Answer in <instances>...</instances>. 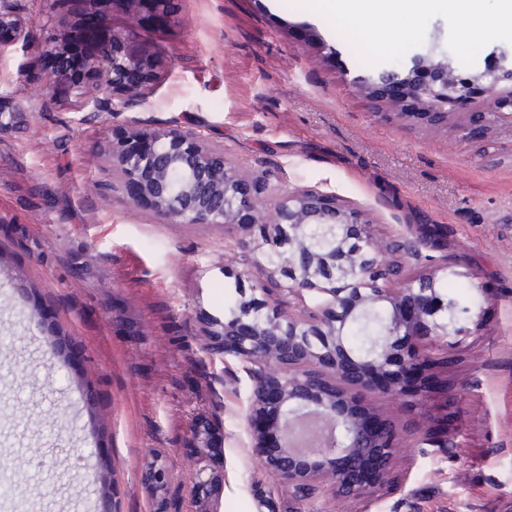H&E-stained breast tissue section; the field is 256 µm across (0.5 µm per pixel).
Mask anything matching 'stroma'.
I'll return each instance as SVG.
<instances>
[{"label":"stroma","instance_id":"obj_1","mask_svg":"<svg viewBox=\"0 0 512 512\" xmlns=\"http://www.w3.org/2000/svg\"><path fill=\"white\" fill-rule=\"evenodd\" d=\"M28 37L0 56V103L28 126L0 135V464L16 512H512V115L474 95L431 121L376 83L416 57L473 79L512 59V15L481 0L490 38L462 45L451 0L417 29L352 11L315 20L319 0H166L161 13L101 0L164 60L146 100L82 112L44 87L43 50L82 24L89 0H17ZM494 119L464 140L472 113ZM177 122L223 146L273 208L307 188L361 211L385 261L421 237L402 280L446 261L452 291L487 302L471 335L427 369L417 405L364 403L417 447L396 452L371 498L318 480L279 483L247 425L253 382L213 337L224 300L256 285L249 224H163L127 195L107 147ZM216 481L194 495L190 450L207 430ZM97 468L86 482L83 459Z\"/></svg>","mask_w":512,"mask_h":512}]
</instances>
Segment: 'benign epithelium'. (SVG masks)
Instances as JSON below:
<instances>
[{"label": "benign epithelium", "mask_w": 512, "mask_h": 512, "mask_svg": "<svg viewBox=\"0 0 512 512\" xmlns=\"http://www.w3.org/2000/svg\"><path fill=\"white\" fill-rule=\"evenodd\" d=\"M15 14L16 0H0V54L27 36ZM88 40L93 51L81 65L96 93L86 94L84 81L72 79L63 41L44 51L54 62L48 92L75 94L80 110L88 112H121L130 104L127 94L147 93L162 62L134 30L115 28L107 15L97 12ZM419 64L426 67L429 79L390 69L379 74L378 82L389 94L414 100L437 119L448 116L440 111L444 106L468 104L481 81L491 94L502 83L512 84V64L504 61L467 82L451 76L449 68L417 57L414 65ZM29 117L20 105L1 112L0 133L26 124ZM109 154L129 197L148 203L163 223L258 224L255 249L280 253L278 263L260 265L264 283L302 303L308 296H327L325 308L306 319L270 308L255 296L245 297L246 312L220 325L213 335L224 338V357L254 366L248 426L257 454L280 483L297 492L329 475L339 496L377 492L399 433L380 419L368 426L353 421L345 411L346 393L385 391L421 400L422 391L382 386L379 378L392 371L407 377L420 373L434 358L400 353L403 341L412 336L446 337L458 343L467 335L472 314L460 320L448 315V302L436 293L433 277L379 293L368 288L369 278L379 274L398 277L400 266L384 262L372 237L355 231L362 223L360 214L330 196L287 190L274 206L272 223H262V206L250 193L247 178L226 161L223 147L206 143L190 129L174 124L140 128L111 145ZM377 308L387 311L386 334L364 353L349 348L346 329ZM267 407L279 412L281 441L288 421L308 415L328 422L331 436L319 448L294 452L283 447L271 457L264 451L265 432L255 423Z\"/></svg>", "instance_id": "obj_1"}]
</instances>
